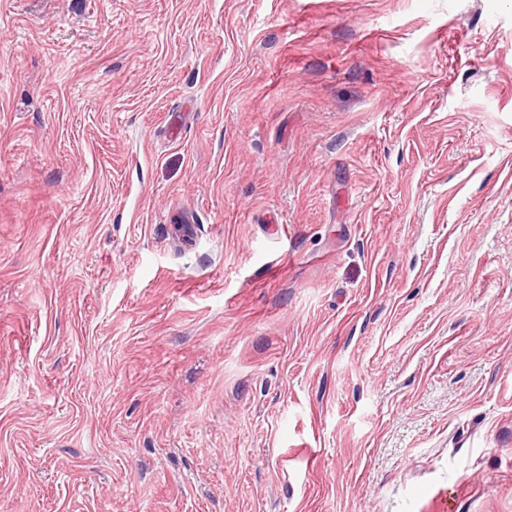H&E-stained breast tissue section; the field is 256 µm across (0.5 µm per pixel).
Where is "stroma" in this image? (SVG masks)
Wrapping results in <instances>:
<instances>
[{
	"label": "stroma",
	"instance_id": "obj_1",
	"mask_svg": "<svg viewBox=\"0 0 512 512\" xmlns=\"http://www.w3.org/2000/svg\"><path fill=\"white\" fill-rule=\"evenodd\" d=\"M0 512H512V0H0Z\"/></svg>",
	"mask_w": 512,
	"mask_h": 512
}]
</instances>
